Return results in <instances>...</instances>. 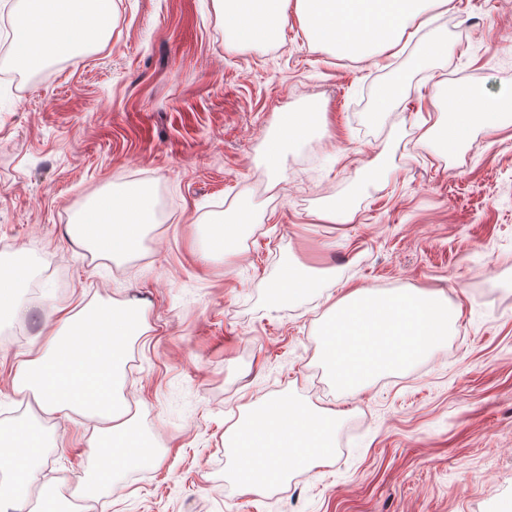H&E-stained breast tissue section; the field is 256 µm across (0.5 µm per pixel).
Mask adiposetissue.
<instances>
[{
  "mask_svg": "<svg viewBox=\"0 0 512 512\" xmlns=\"http://www.w3.org/2000/svg\"><path fill=\"white\" fill-rule=\"evenodd\" d=\"M447 0H223L224 41L232 46H263L277 39L289 14H296L310 43L340 58L356 61L397 57L406 43L419 38L420 48L404 71L376 93L375 110L385 112L403 91L407 72L423 71L445 50L438 39L422 38L431 14ZM13 31L9 52L15 66L38 69L86 52L88 35L112 25L114 0H0ZM442 119L434 138L454 152L474 127L497 129L512 116V97L482 100L466 92L441 97ZM316 110L281 113L276 133L266 145L269 160L281 162L320 128ZM251 204L240 200L231 220L214 225L209 249L238 252L237 227L250 223ZM157 220L154 192L129 184L96 196L72 218L71 240L113 258L140 253L145 231ZM331 274L293 258L283 263L267 289L269 310L316 294ZM59 325L42 330L24 352L12 378L17 393L32 398L38 414L0 422V512H26L33 479L45 462L43 416L77 412L93 423L87 444L93 467L84 491L94 496L102 472L120 475L157 463L154 435L130 416L120 391V376L129 344L149 330L147 310L137 302L114 306L96 302L58 311ZM343 418L336 409L319 410L288 396L265 398L246 406L224 436V454L236 464L241 493L260 495L285 483L294 471L328 465Z\"/></svg>",
  "mask_w": 512,
  "mask_h": 512,
  "instance_id": "1",
  "label": "adipose tissue"
}]
</instances>
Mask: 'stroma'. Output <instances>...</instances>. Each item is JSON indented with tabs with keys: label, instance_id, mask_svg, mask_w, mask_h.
I'll list each match as a JSON object with an SVG mask.
<instances>
[{
	"label": "stroma",
	"instance_id": "obj_1",
	"mask_svg": "<svg viewBox=\"0 0 512 512\" xmlns=\"http://www.w3.org/2000/svg\"><path fill=\"white\" fill-rule=\"evenodd\" d=\"M447 45L378 121L376 89L402 58L356 63L309 45L296 16L264 46L224 42L219 0H115L111 34L39 70L0 54V263L33 261L36 293L0 319V420L28 414L10 379L55 307L142 301L150 329L122 389L163 456L104 477L84 512H500L512 501V120L454 153L429 133L438 94L512 97V0H448ZM319 109L324 134L277 164L278 116ZM380 161L385 180L367 168ZM151 187L164 208L142 251L110 259L65 232L92 196ZM248 198L239 253L201 259ZM346 201V221L321 219ZM334 269L318 296L269 312L292 256ZM353 285L439 288L456 333L406 371L336 392L319 357L328 296ZM292 395L341 409L336 459L264 496L238 492L224 434L245 404ZM56 447L36 489L84 485L83 419L45 422Z\"/></svg>",
	"mask_w": 512,
	"mask_h": 512
}]
</instances>
